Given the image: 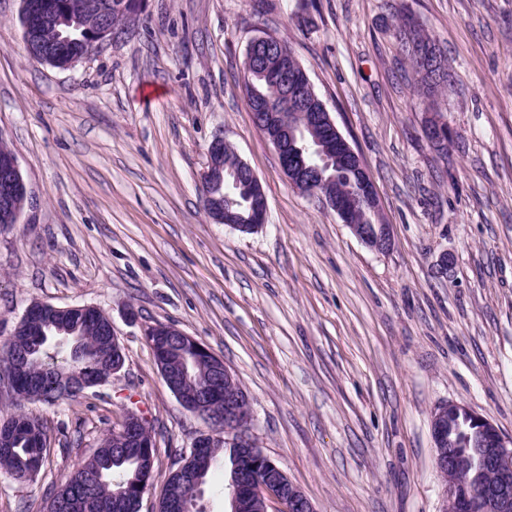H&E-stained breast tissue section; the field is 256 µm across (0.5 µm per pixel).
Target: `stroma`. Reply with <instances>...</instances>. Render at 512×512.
<instances>
[{
  "label": "stroma",
  "instance_id": "stroma-1",
  "mask_svg": "<svg viewBox=\"0 0 512 512\" xmlns=\"http://www.w3.org/2000/svg\"><path fill=\"white\" fill-rule=\"evenodd\" d=\"M19 9L0 0V137L27 190L19 223L0 224V341L31 302L90 305L126 361L58 406L0 380V421L22 410L49 434L36 477L0 471V512H45L129 408L155 429L141 512H158L207 425L159 374L143 334L154 324L223 359L257 445L315 512H441L434 410L465 404L512 437V0H146L67 70L28 57ZM402 11L450 63L444 151L422 132L391 35ZM262 32L288 40L360 155L388 252L291 185L254 125L242 72ZM218 137L263 186L257 232L205 209L200 175ZM109 330L112 336V366H110V368L107 371L102 372L100 375H98V385H102L109 378L120 372L125 364L124 348L121 345L117 336L115 335L114 330L112 331V320L110 321Z\"/></svg>",
  "mask_w": 512,
  "mask_h": 512
}]
</instances>
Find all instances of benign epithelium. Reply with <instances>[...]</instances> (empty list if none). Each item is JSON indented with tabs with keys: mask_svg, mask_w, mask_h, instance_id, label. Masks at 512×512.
Listing matches in <instances>:
<instances>
[{
	"mask_svg": "<svg viewBox=\"0 0 512 512\" xmlns=\"http://www.w3.org/2000/svg\"><path fill=\"white\" fill-rule=\"evenodd\" d=\"M64 6L58 0H21L20 21L25 45L38 41L41 30L55 22ZM121 31L112 27L110 19L103 18L96 29L88 34L92 47H98L114 39ZM71 33L58 32L55 43L43 57L32 59L65 70L87 56V53H71ZM283 97L293 110L306 112V124L311 134V148L326 162L331 149L338 148L339 161L352 167L359 176L360 194L375 213H380L379 198L373 179L365 168L360 156L339 131L335 121L317 97L310 80H305V91L293 84L285 85ZM263 133L274 146L278 155H285L286 145L296 137L289 129L284 113L268 110L261 114ZM424 132L431 142H445L446 122L440 112L425 113ZM224 139H215L208 151L207 166L201 174L202 183L220 186L224 183ZM239 177L247 180L254 193V205L250 211V223L242 225L246 230H257L263 226L267 216V199L262 184L248 164L239 161ZM292 185L301 191L314 189L316 179L323 177L322 167L310 163L303 150L298 149L288 156L284 168ZM27 199L26 186L15 156L0 160V222L9 224L24 208ZM327 207L336 213L354 236L368 248L386 252L392 245L391 228L388 224H358L351 208L338 196L328 197ZM145 336L154 353L156 367L164 382L180 404L193 414L205 419L208 430L200 434L196 448H212L221 442L226 448H233L238 458L237 479L232 483V512H243L247 508L257 512H314L311 502L289 479L288 475L257 447L251 432L240 426V415L248 401L246 393L237 386L223 359L196 338L172 327L159 325L145 329ZM178 354L185 359L203 357L208 365L206 384L202 391L191 395L188 403L182 383L192 380L188 370L177 373L171 370L169 362ZM125 352L117 336H112V366L98 375L97 384L105 383L122 370ZM462 421L467 430L482 437V452L476 459L456 454L455 439L450 432L451 420ZM149 422L134 410L127 411L121 424L112 430V447L126 453L146 455L153 447V438L147 435ZM431 432L436 452V467L450 474L444 487L442 512H512V438L505 437L491 421L460 403H448L435 409L431 420ZM262 467L263 480L250 482L248 475ZM491 469L495 481L475 491L471 482H461L453 475L460 472H478Z\"/></svg>",
	"mask_w": 512,
	"mask_h": 512,
	"instance_id": "benign-epithelium-1",
	"label": "benign epithelium"
}]
</instances>
